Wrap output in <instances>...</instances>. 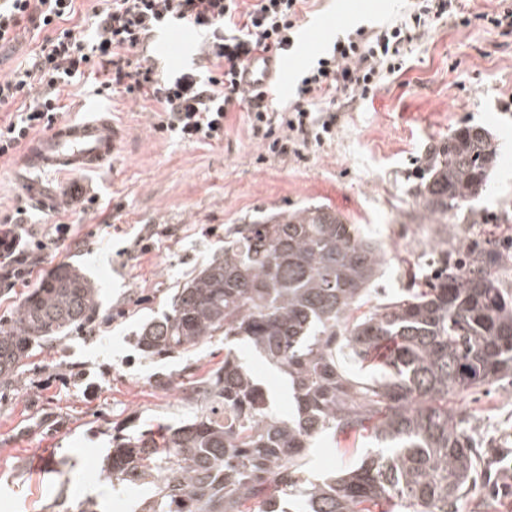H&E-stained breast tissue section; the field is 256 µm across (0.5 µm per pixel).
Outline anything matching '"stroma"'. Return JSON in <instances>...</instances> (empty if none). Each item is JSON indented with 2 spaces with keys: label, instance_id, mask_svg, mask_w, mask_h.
Segmentation results:
<instances>
[{
  "label": "stroma",
  "instance_id": "1",
  "mask_svg": "<svg viewBox=\"0 0 512 512\" xmlns=\"http://www.w3.org/2000/svg\"><path fill=\"white\" fill-rule=\"evenodd\" d=\"M404 0H311L308 41L288 54L274 105L336 38L358 26L402 18ZM425 36L406 47V70L336 111V134L304 158L265 155L248 117L231 112L223 142L199 146L156 133L152 112L124 97L100 102L88 85L65 87V118L102 105L127 130L114 164L72 177L27 170L20 156L0 159V216L24 209L26 229L42 232L66 210L77 240L58 244L40 266L80 267L99 289L90 323L38 349L19 379L0 387V512H142L150 486L108 476L112 436L176 424L194 408V380L224 363L217 336L186 354L151 357L135 344L141 325L167 310L179 284L224 247V238L259 216L310 204L335 211L383 244L388 261L375 300L407 288L406 266L431 272L437 224L417 217L415 191L431 145L469 124L497 148L491 187L470 204L448 240L485 243L512 236V0H452L428 17ZM97 204L64 205L72 180ZM248 356L279 416L288 385L265 359ZM469 429L487 454L512 448V387L489 385L469 396ZM370 437L316 440L312 475H337L358 463Z\"/></svg>",
  "mask_w": 512,
  "mask_h": 512
}]
</instances>
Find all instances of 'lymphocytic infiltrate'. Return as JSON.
<instances>
[{
	"instance_id": "f902f5d3",
	"label": "lymphocytic infiltrate",
	"mask_w": 512,
	"mask_h": 512,
	"mask_svg": "<svg viewBox=\"0 0 512 512\" xmlns=\"http://www.w3.org/2000/svg\"><path fill=\"white\" fill-rule=\"evenodd\" d=\"M76 2L0 0V48L27 24L43 34L33 63L0 78V109L11 110L0 123V158L21 149L32 133L51 130L62 87L92 73L102 78L99 95L126 96L155 112L158 133L216 144L229 113L239 108L267 153L299 158L332 139L337 107L403 72L404 49L423 24L416 11L410 23L361 26L336 39L302 72L292 100L276 108L268 94L240 89L237 76L253 53L292 49L306 0H102L80 26L73 22ZM172 24L192 29L197 48L191 62L167 73L146 45ZM36 85L42 94L19 104ZM73 234L63 220L36 237L25 234L19 218H1L0 286L29 282L47 253Z\"/></svg>"
}]
</instances>
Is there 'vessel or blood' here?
I'll return each mask as SVG.
<instances>
[{"label":"vessel or blood","instance_id":"b4317fda","mask_svg":"<svg viewBox=\"0 0 512 512\" xmlns=\"http://www.w3.org/2000/svg\"><path fill=\"white\" fill-rule=\"evenodd\" d=\"M283 68L280 57L252 55L238 76L239 85L250 93L268 91L278 84ZM123 138V130L109 114L91 107L82 118L62 121L49 135L35 140L25 153L24 163L40 171H94L114 159Z\"/></svg>","mask_w":512,"mask_h":512}]
</instances>
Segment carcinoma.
Here are the masks:
<instances>
[{"label": "carcinoma", "instance_id": "carcinoma-1", "mask_svg": "<svg viewBox=\"0 0 512 512\" xmlns=\"http://www.w3.org/2000/svg\"><path fill=\"white\" fill-rule=\"evenodd\" d=\"M496 148L461 126L431 148L416 189L419 218L455 234L459 211L486 191ZM441 265L410 288L371 304L381 244L319 205L262 216L224 240L137 333L149 356L188 352L224 337V365L201 381L194 414L112 437L105 466L149 484L144 512H460L477 459L463 406L473 390L512 378V291L497 269L509 247L440 251ZM97 288L63 264L0 323V386L12 385L35 347L87 325ZM243 342L288 377L294 412L277 416ZM393 350L367 378L350 362ZM380 418L381 449L334 478L304 476L312 443L365 431Z\"/></svg>", "mask_w": 512, "mask_h": 512}]
</instances>
